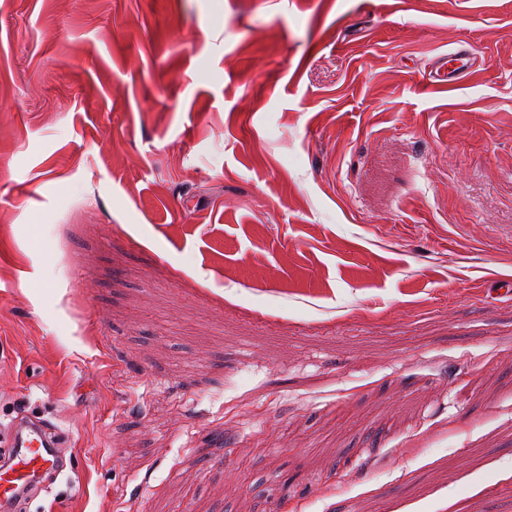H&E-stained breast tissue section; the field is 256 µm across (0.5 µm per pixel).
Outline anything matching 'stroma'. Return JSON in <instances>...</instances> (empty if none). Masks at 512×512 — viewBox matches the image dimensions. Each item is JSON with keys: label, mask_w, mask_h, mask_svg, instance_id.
Segmentation results:
<instances>
[{"label": "stroma", "mask_w": 512, "mask_h": 512, "mask_svg": "<svg viewBox=\"0 0 512 512\" xmlns=\"http://www.w3.org/2000/svg\"><path fill=\"white\" fill-rule=\"evenodd\" d=\"M508 278L512 0H0L25 512H512ZM473 54L470 49H458L448 53V62H446L447 58H445V61L442 62L436 72L430 71L427 75V80L431 83L448 81L450 86L466 81L471 74ZM447 64L448 70L446 71ZM442 68H444L443 74L441 73ZM432 79H437V81ZM59 443L50 429L39 423L20 428L5 452L0 466L1 511H19L18 505L33 486L62 472L56 448Z\"/></svg>", "instance_id": "stroma-1"}]
</instances>
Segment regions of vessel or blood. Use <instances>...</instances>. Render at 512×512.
<instances>
[{"mask_svg":"<svg viewBox=\"0 0 512 512\" xmlns=\"http://www.w3.org/2000/svg\"><path fill=\"white\" fill-rule=\"evenodd\" d=\"M472 59L469 49L450 52L447 72H434L433 77L446 79L452 86L464 82L471 74ZM57 446L54 433L45 425L29 424L16 431L7 462L0 466V512H16L29 489L60 474Z\"/></svg>","mask_w":512,"mask_h":512,"instance_id":"obj_1","label":"vessel or blood"}]
</instances>
